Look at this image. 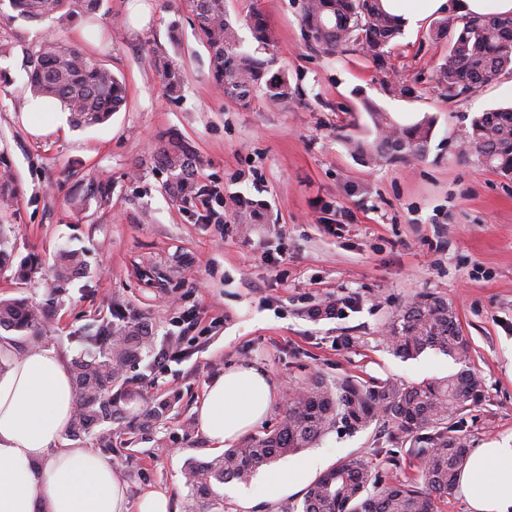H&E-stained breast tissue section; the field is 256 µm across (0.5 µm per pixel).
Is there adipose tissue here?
<instances>
[{
	"label": "adipose tissue",
	"mask_w": 512,
	"mask_h": 512,
	"mask_svg": "<svg viewBox=\"0 0 512 512\" xmlns=\"http://www.w3.org/2000/svg\"><path fill=\"white\" fill-rule=\"evenodd\" d=\"M409 27L455 12L512 16V0H382ZM75 391L59 355L32 348L0 355V512H168L169 500L149 492L129 502L112 466L88 448L59 442L74 413ZM274 387L263 373L236 367L207 386L198 422L213 449L247 435L269 413ZM457 492L470 512H512V444L475 449Z\"/></svg>",
	"instance_id": "ef3b65f1"
}]
</instances>
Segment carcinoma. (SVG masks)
<instances>
[{"label": "carcinoma", "mask_w": 512, "mask_h": 512, "mask_svg": "<svg viewBox=\"0 0 512 512\" xmlns=\"http://www.w3.org/2000/svg\"><path fill=\"white\" fill-rule=\"evenodd\" d=\"M193 15L199 38L208 47L216 85L224 95L242 102L253 96L260 81L271 101L286 102L293 95L288 80L264 79L272 58L262 59L241 49L224 0H182ZM12 10L31 20L58 12L74 16L92 12L99 0H9ZM301 20L308 43L334 55L353 48L382 69L400 24L388 14L382 0H302ZM248 24L261 50L274 42L265 16L254 10ZM438 33L450 36L448 57L437 67L434 81L448 98L473 93L512 73V17L450 15ZM25 67L33 93L58 101L77 127L99 124L125 104V84L92 56L49 38L26 51ZM181 70L171 65L165 72L170 95L180 92ZM379 131L370 144L354 150L377 162L422 158L429 149L433 121L402 126L388 113L373 110ZM468 145L504 176L512 175V109H492L473 119ZM159 166L170 184L185 191L197 173V159L186 145L173 142L160 152ZM85 270L77 253L58 259L56 280L65 282ZM452 305L433 294L422 295L389 322L386 340L392 349L414 357L430 349L465 362L469 343L461 334ZM37 313L22 299L0 301V327L17 331L35 326ZM151 334L140 324L110 338L95 356H80L71 363L76 388L73 437L97 434V444L112 447V434L95 428L127 413L125 405L135 393L112 390L127 362L139 358L152 345ZM482 385L475 374L462 369L444 378L420 383L386 380L367 384L348 378L334 385L314 380L288 405L279 423L262 436H250L224 450L211 461L191 463L186 484L190 489L185 512H222L224 496L218 485L247 484L263 466L314 445L329 431L350 432L367 428L376 419L392 424L389 440L409 443L418 460L417 474L408 480L380 485L378 473L359 459L344 462L313 481L307 488L301 512H437V499L455 487L468 458L469 442L457 418L479 401ZM170 410L164 401L152 411L129 420L134 430L159 420Z\"/></svg>", "instance_id": "obj_1"}]
</instances>
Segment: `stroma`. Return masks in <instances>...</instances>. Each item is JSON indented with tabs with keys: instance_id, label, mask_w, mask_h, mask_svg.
Instances as JSON below:
<instances>
[{
	"instance_id": "obj_1",
	"label": "stroma",
	"mask_w": 512,
	"mask_h": 512,
	"mask_svg": "<svg viewBox=\"0 0 512 512\" xmlns=\"http://www.w3.org/2000/svg\"><path fill=\"white\" fill-rule=\"evenodd\" d=\"M300 3L227 0L244 50L257 49L246 15H265L277 38L269 72L294 91L243 107L214 86L181 0H102L95 14L41 21L0 0V300L28 298L39 313L33 329L0 336L18 352L51 348L69 363L136 321L151 327L155 348L174 352L166 368L147 354L121 375L137 393L130 414L172 402L140 430L107 425L112 445L100 454L130 500L161 491L171 512H183L188 464L217 456L197 409L230 367H254L275 387L257 435L278 424L290 387L317 377L419 382L457 372L448 355L406 359L386 341L392 317L427 293L454 305L482 384L480 403L462 413L471 447L512 442V177L466 148L475 116L512 106V74L446 98L433 80L448 54L436 19L404 28L381 71L359 52L310 46ZM47 38L124 80L119 112L75 128L64 109L32 130L24 56ZM168 61L184 77L177 99L164 93ZM395 82L411 95L388 93ZM372 106L402 125L433 117L426 156L371 164L354 152V142L377 135ZM174 139L202 159V182L223 188V223L207 222L195 195L171 188L158 168V150ZM101 180L110 196L96 192ZM63 250L82 252L86 269L59 289L54 259ZM186 310L195 315L189 331L174 322ZM313 451L323 468L358 458L385 482L418 465L407 446L388 442L380 420L333 430ZM222 492L224 512H299L303 500L299 489L267 496L256 478Z\"/></svg>"
}]
</instances>
